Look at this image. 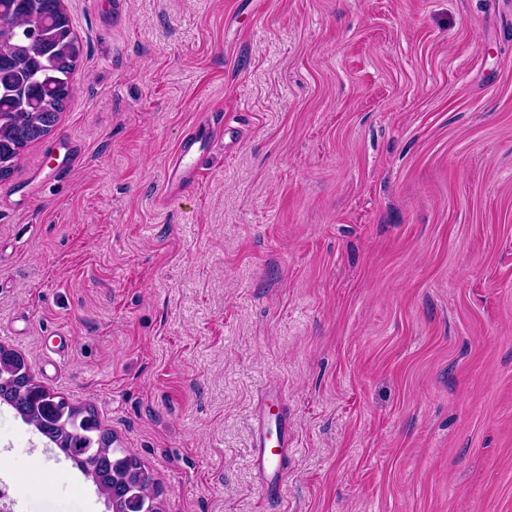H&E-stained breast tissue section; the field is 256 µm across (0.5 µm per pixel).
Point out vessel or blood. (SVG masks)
I'll return each mask as SVG.
<instances>
[{"label": "vessel or blood", "instance_id": "1", "mask_svg": "<svg viewBox=\"0 0 512 512\" xmlns=\"http://www.w3.org/2000/svg\"><path fill=\"white\" fill-rule=\"evenodd\" d=\"M199 131L187 134L176 157L169 163L166 177V193L174 195L199 177L198 159L210 151L216 139L228 133L223 114H205ZM268 409L258 418L254 433L252 454L264 491L268 497L276 498L284 482L283 462L291 446L288 421L272 409L275 397H268Z\"/></svg>", "mask_w": 512, "mask_h": 512}]
</instances>
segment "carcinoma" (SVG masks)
Instances as JSON below:
<instances>
[{"label": "carcinoma", "mask_w": 512, "mask_h": 512, "mask_svg": "<svg viewBox=\"0 0 512 512\" xmlns=\"http://www.w3.org/2000/svg\"><path fill=\"white\" fill-rule=\"evenodd\" d=\"M0 169L12 174L23 151L47 137L59 120L61 92L72 87L82 47L72 30L63 0H0ZM40 29L30 34V16ZM39 388L26 367L0 376L6 403L75 463L102 464L96 483L112 512H129L141 501L145 512H160V489L138 459L114 447L116 437L100 428L88 431L84 414L91 406H73L45 391L33 409L26 393Z\"/></svg>", "instance_id": "1"}]
</instances>
